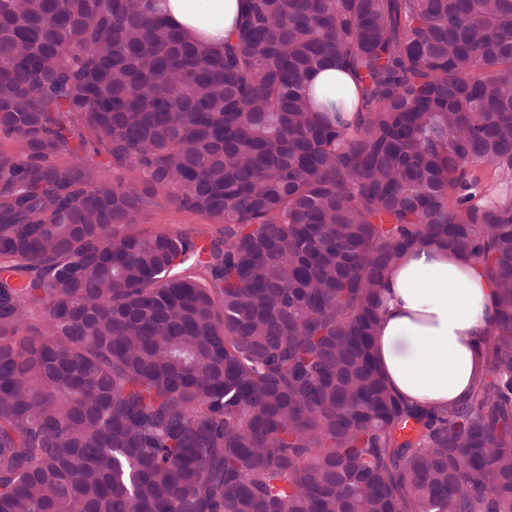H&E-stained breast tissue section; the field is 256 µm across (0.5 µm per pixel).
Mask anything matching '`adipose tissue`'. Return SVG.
I'll use <instances>...</instances> for the list:
<instances>
[{"label":"adipose tissue","instance_id":"adipose-tissue-1","mask_svg":"<svg viewBox=\"0 0 512 512\" xmlns=\"http://www.w3.org/2000/svg\"><path fill=\"white\" fill-rule=\"evenodd\" d=\"M169 22L219 49L241 0H158ZM496 288L460 252L421 245L384 275L373 357L391 390L429 410L467 400L484 368Z\"/></svg>","mask_w":512,"mask_h":512}]
</instances>
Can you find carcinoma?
<instances>
[{
  "mask_svg": "<svg viewBox=\"0 0 512 512\" xmlns=\"http://www.w3.org/2000/svg\"><path fill=\"white\" fill-rule=\"evenodd\" d=\"M244 2L214 51L151 0H0V512H512V0ZM85 132L147 188L50 161ZM154 185L224 237L136 227ZM425 243L496 288L440 412L372 354Z\"/></svg>",
  "mask_w": 512,
  "mask_h": 512,
  "instance_id": "carcinoma-1",
  "label": "carcinoma"
}]
</instances>
